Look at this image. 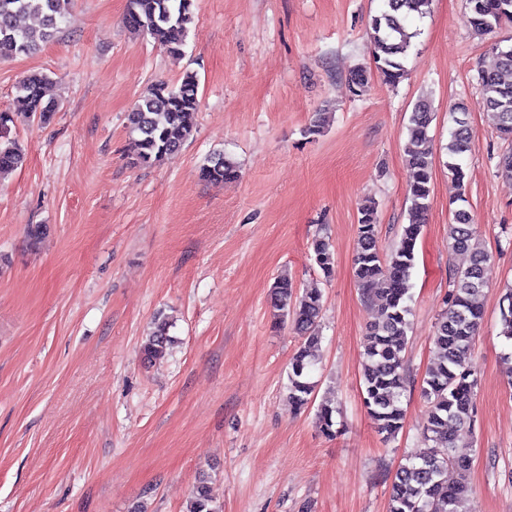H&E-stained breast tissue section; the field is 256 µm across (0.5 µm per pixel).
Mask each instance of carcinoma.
Here are the masks:
<instances>
[{
	"label": "carcinoma",
	"mask_w": 512,
	"mask_h": 512,
	"mask_svg": "<svg viewBox=\"0 0 512 512\" xmlns=\"http://www.w3.org/2000/svg\"><path fill=\"white\" fill-rule=\"evenodd\" d=\"M73 0H0V61L28 56L52 42L59 24L72 8ZM432 0H383L380 12L372 18L374 63L386 85H398L406 75L404 61L418 31L412 23L430 13ZM194 0H128L124 26L135 33L150 36L170 56L178 59L188 25L195 18ZM467 23L479 33L488 34L512 23V0H467ZM34 17L38 25L24 20ZM496 65L478 72L482 103L490 111L499 134L512 141V54H503L498 40L490 45ZM50 77L33 73L18 86V99L24 118L41 125L53 120L57 105L45 99ZM348 83L353 95L362 96L368 87L365 70L350 72ZM198 80L187 72L177 84L152 83L141 94L128 121L135 139L136 163L152 166L180 151L192 136L198 112ZM454 126L447 145L448 172L459 187H464L465 172L461 159L472 152L474 144L463 103L453 109ZM434 113L430 103L421 101L411 112L405 144L406 163L412 171L409 184L412 220L402 226L398 242L388 251L380 246L376 208L362 209L358 224L359 251L354 259V277L359 286H375L369 295L377 306V319L363 336L362 385L367 413L380 434L395 437L403 427L406 391V350L411 309L408 305L415 249L422 234L423 220L431 204L434 163L433 138L429 128ZM18 118L16 112L0 111V174L24 162V153L10 137ZM207 183L235 181L239 168L234 161L215 152L200 169ZM451 248L470 252V262L452 271L448 279L446 309L435 323L432 345L434 358L428 367L421 395L427 403L425 438L432 446L400 464L394 474L389 512H472L467 507L472 494L467 475L471 461L455 454L459 432L474 424L476 372L463 367L484 321L481 297L486 281L485 268L492 255L474 247L472 216L464 209L454 211L449 226ZM311 259L325 277L333 272V251L324 237L311 243ZM500 310V335L512 341V288L506 289ZM270 302L280 322H289L302 345L291 361L289 400L298 407L307 405L314 391L310 381L315 353L321 344L319 323L323 310L322 295L316 290L300 291L288 275L276 277ZM169 323L157 317L143 339L140 351L151 363L165 356L171 346ZM336 408L324 405L318 412L323 432L334 434ZM457 472V480L448 483V469ZM186 512H221L212 506L207 476L193 486Z\"/></svg>",
	"instance_id": "carcinoma-1"
}]
</instances>
